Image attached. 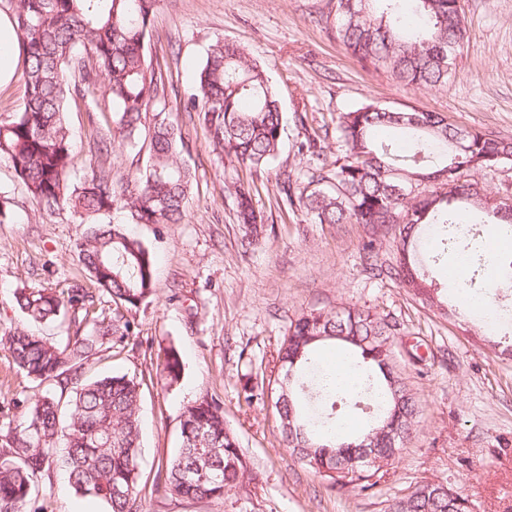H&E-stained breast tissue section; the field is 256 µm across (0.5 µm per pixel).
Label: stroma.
<instances>
[{
  "mask_svg": "<svg viewBox=\"0 0 512 512\" xmlns=\"http://www.w3.org/2000/svg\"><path fill=\"white\" fill-rule=\"evenodd\" d=\"M467 39L443 89L402 86L370 71L333 39L328 0H159L149 51L168 75L166 111L182 132L180 160L193 185L178 224L115 219L140 239L156 262V295L128 312L133 336L91 360L93 374L122 372L141 383L140 470L147 512H387L391 500L421 481L466 495L473 512H512V360L468 312L441 316L389 274L370 277L368 263L395 262V233H381L373 254L359 224H310L278 204L284 171L314 161L299 146L306 131L336 148L333 119L342 109L375 101L396 110L438 112L449 124L512 138V0H461ZM244 48L281 90L283 148L275 162L253 170L219 161L196 113L186 105L210 44ZM76 177L106 164L114 185L133 180L145 155L114 147L99 160L94 145L109 141L111 103L75 98L67 105ZM254 182L253 204L264 219L259 244L245 246L224 186ZM0 195L9 213L0 222V325L22 323L15 289H85L94 307L112 311L78 258L88 226L69 207L41 211L13 170L0 163ZM366 306L396 319L397 361L424 412L407 449L377 485L338 492L284 447L268 399L245 402L249 378L270 373L276 344L303 309ZM183 359L180 382L164 388L156 374L159 347ZM222 400L255 479L221 500L170 497L160 476L179 443L185 407L202 395ZM47 512H105L82 498L63 474L39 483Z\"/></svg>",
  "mask_w": 512,
  "mask_h": 512,
  "instance_id": "obj_1",
  "label": "stroma"
}]
</instances>
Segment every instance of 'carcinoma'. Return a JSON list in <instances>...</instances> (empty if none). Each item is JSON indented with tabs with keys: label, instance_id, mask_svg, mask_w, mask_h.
I'll return each instance as SVG.
<instances>
[{
	"label": "carcinoma",
	"instance_id": "carcinoma-1",
	"mask_svg": "<svg viewBox=\"0 0 512 512\" xmlns=\"http://www.w3.org/2000/svg\"><path fill=\"white\" fill-rule=\"evenodd\" d=\"M158 0H11L26 78L23 108L0 120V161L45 211L66 205L90 224L78 257L98 290L115 309L108 314L86 302L82 288L18 290L23 317L34 323H64L81 315L80 328L61 344L27 328L0 332L13 366L46 385L31 399H14L13 414L0 424V512H44L38 483L60 470L75 492L103 502L107 512H144L140 489V383L133 377L87 376L91 359L133 335L124 311L156 294L155 257L138 239L105 218L129 210L138 224H172L182 218L192 175L180 163L183 139L165 116L167 77L148 60L146 48ZM331 34L366 68L408 87L442 88L456 66L466 27L458 0H329ZM108 98L112 141L134 148L143 115L159 106L148 129L145 169L116 188L101 167L82 180L72 177L73 144L66 122L68 98ZM197 104L191 109L220 158L248 168L269 165L282 146L281 94L265 69L238 44L218 39L196 72ZM398 111L375 102L336 113V154L324 153L321 137L302 146L317 163L295 177L283 173L280 201L305 213L310 224H361L372 232L400 224L394 276L423 305L445 310L441 289L418 257L414 233L435 229L442 243L475 251L458 227L512 204L491 203L471 191L475 176L512 165V139L448 125L438 112L410 111L417 124L394 118ZM407 137L406 152L380 138ZM247 244L259 243L262 217L253 186L228 187ZM397 325L363 307L297 314L276 347L279 379L244 387L246 401L271 385L278 428L286 448L332 489L367 490L404 451L419 423L421 407L394 357ZM333 345L357 368L372 398V420L356 433H337L316 407L330 409L342 390L321 375L316 355ZM164 385L179 383L183 370L173 346L157 353ZM318 406H313V403ZM381 430L371 465L356 464L364 437ZM164 486L177 498L218 500L240 490L252 472L223 404L203 395L180 419V445L167 459ZM388 512H472L467 496L448 485L424 481L394 498Z\"/></svg>",
	"mask_w": 512,
	"mask_h": 512
}]
</instances>
